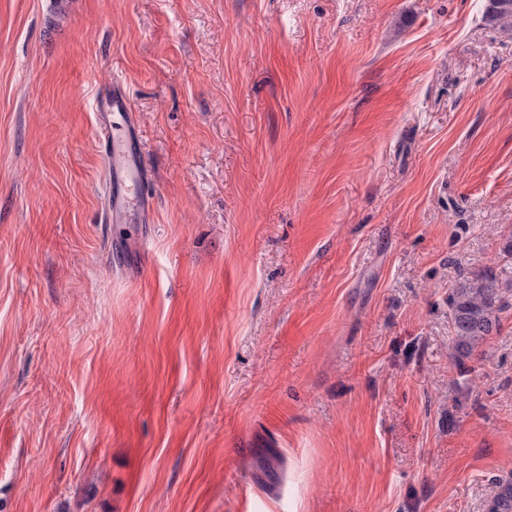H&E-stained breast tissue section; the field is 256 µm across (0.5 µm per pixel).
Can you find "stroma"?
Instances as JSON below:
<instances>
[{
  "instance_id": "obj_1",
  "label": "stroma",
  "mask_w": 512,
  "mask_h": 512,
  "mask_svg": "<svg viewBox=\"0 0 512 512\" xmlns=\"http://www.w3.org/2000/svg\"><path fill=\"white\" fill-rule=\"evenodd\" d=\"M491 0H0V512H488L512 477ZM155 195L104 223L94 97ZM496 276L460 372L448 295Z\"/></svg>"
}]
</instances>
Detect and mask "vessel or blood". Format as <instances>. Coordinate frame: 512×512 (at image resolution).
I'll use <instances>...</instances> for the list:
<instances>
[{"mask_svg":"<svg viewBox=\"0 0 512 512\" xmlns=\"http://www.w3.org/2000/svg\"><path fill=\"white\" fill-rule=\"evenodd\" d=\"M95 112L107 172L104 193L108 204L104 221L116 225L147 223L153 213L154 197L146 187L147 174L139 148L136 116L125 87L115 82L100 91L95 99ZM115 112L124 115V128L118 134L113 133L109 125V117Z\"/></svg>","mask_w":512,"mask_h":512,"instance_id":"1","label":"vessel or blood"}]
</instances>
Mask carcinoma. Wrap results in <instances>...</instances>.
Instances as JSON below:
<instances>
[{
	"instance_id": "1",
	"label": "carcinoma",
	"mask_w": 512,
	"mask_h": 512,
	"mask_svg": "<svg viewBox=\"0 0 512 512\" xmlns=\"http://www.w3.org/2000/svg\"><path fill=\"white\" fill-rule=\"evenodd\" d=\"M490 17L502 30L512 32V0H492ZM448 307L456 361L469 373L465 360L500 329V313L504 309L500 286L491 275L464 279L451 290ZM489 512H512L511 478L497 482Z\"/></svg>"
}]
</instances>
